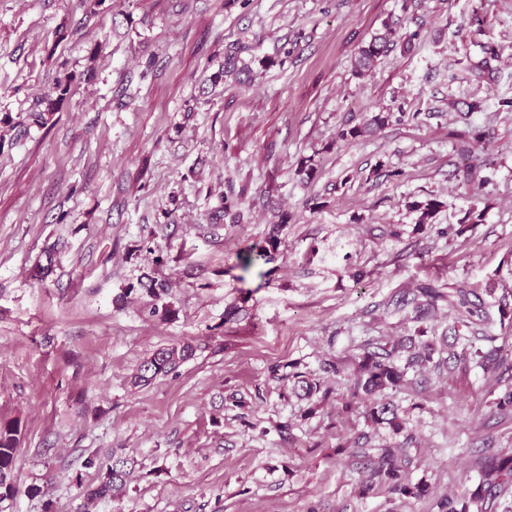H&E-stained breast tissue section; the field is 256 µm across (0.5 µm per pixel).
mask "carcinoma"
I'll use <instances>...</instances> for the list:
<instances>
[{"instance_id":"carcinoma-1","label":"carcinoma","mask_w":512,"mask_h":512,"mask_svg":"<svg viewBox=\"0 0 512 512\" xmlns=\"http://www.w3.org/2000/svg\"><path fill=\"white\" fill-rule=\"evenodd\" d=\"M395 22L384 24V32L373 36L370 41L360 46L356 63V74L361 76L370 71L380 57L387 55L395 46L392 35ZM246 47L237 46L229 51L224 61V68L215 73L211 81L218 83L226 76L238 75L241 70L237 63L239 55ZM58 96L49 101L47 112L34 114L36 122L47 123L46 115L55 112V106L70 94V83H59L56 86ZM393 113L379 110L361 125L342 128L336 139L344 142H355L367 134L380 130L391 122ZM494 166L491 157L486 156L476 164L469 165L464 177L468 181L479 179L483 185L488 181L478 174ZM448 301L457 313L456 323L471 330V335L463 336L455 333L453 343L436 345L433 339L425 338V330L420 329L417 335L407 338L408 344L379 345L367 351L358 363L354 378V397L367 421L372 424L386 425L393 433L400 434L406 429L405 419L399 414V407L387 397L386 391H397L408 384V370L414 367L421 369L441 370L449 364L476 361L484 371L503 377L512 372V364L506 363L501 349L492 347L483 350L480 342L487 340L480 326L488 319L486 304L480 296L465 284L456 285L447 294L439 289L424 285L417 290L412 298L419 314H425L437 308L441 301ZM408 353L404 365L397 363L399 350ZM197 346L185 342L161 348L145 358L131 376V384L135 387L150 384L159 376L174 372L183 362L195 356ZM19 422L0 421V502L14 496V469L17 453V435ZM412 464L408 449L399 445L377 449L375 457L370 459V470L366 480L360 487L359 495L364 497L377 485H384L389 492L396 495L425 498L431 496L430 484L420 481L414 485L407 480V471ZM84 467L94 468L99 472L97 485L85 490L86 512H91L98 503L105 499H120L125 493L127 477L133 472L135 461L131 458L114 457L108 463L99 461L92 454L84 460ZM512 486V453L483 456L478 460V480L476 484L460 493L451 496L443 495L435 499V512H497L500 497Z\"/></svg>"}]
</instances>
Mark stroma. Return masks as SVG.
Wrapping results in <instances>:
<instances>
[{"instance_id":"stroma-1","label":"stroma","mask_w":512,"mask_h":512,"mask_svg":"<svg viewBox=\"0 0 512 512\" xmlns=\"http://www.w3.org/2000/svg\"><path fill=\"white\" fill-rule=\"evenodd\" d=\"M397 17L413 48L355 77L358 47ZM237 44L251 80L199 103ZM491 46L488 82L470 67ZM506 98L512 0H0V419L20 423L0 512H80L92 453L137 462L97 512H431L360 496L369 458L399 437L345 405L368 344L453 335L451 306L421 318L405 294L463 283L494 307L512 293ZM380 109L389 126L337 141ZM456 132L495 161L481 192ZM429 199L442 206L423 224L412 205ZM226 204L239 223L213 221ZM472 209L482 222L463 225ZM268 245L242 273L238 255ZM147 275L170 289L167 319L149 314ZM184 342L192 359L130 386L144 357ZM297 373L319 390L302 396ZM412 379L393 396L414 435L409 483L453 494L478 458L512 450L497 376Z\"/></svg>"}]
</instances>
